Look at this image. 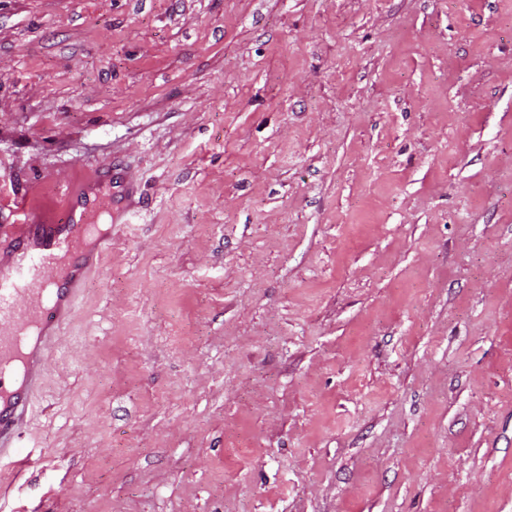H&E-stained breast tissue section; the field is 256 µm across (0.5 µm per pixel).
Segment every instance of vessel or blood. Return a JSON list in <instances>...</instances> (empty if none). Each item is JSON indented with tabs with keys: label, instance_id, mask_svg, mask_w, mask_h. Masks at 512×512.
<instances>
[{
	"label": "vessel or blood",
	"instance_id": "1",
	"mask_svg": "<svg viewBox=\"0 0 512 512\" xmlns=\"http://www.w3.org/2000/svg\"><path fill=\"white\" fill-rule=\"evenodd\" d=\"M65 224L32 216L0 226V466L23 467L22 438L51 349L74 312L79 285L108 244L99 200Z\"/></svg>",
	"mask_w": 512,
	"mask_h": 512
}]
</instances>
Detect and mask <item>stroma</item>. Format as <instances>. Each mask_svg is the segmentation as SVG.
<instances>
[{
  "instance_id": "1",
  "label": "stroma",
  "mask_w": 512,
  "mask_h": 512,
  "mask_svg": "<svg viewBox=\"0 0 512 512\" xmlns=\"http://www.w3.org/2000/svg\"><path fill=\"white\" fill-rule=\"evenodd\" d=\"M104 165L0 512H512V0H0V225Z\"/></svg>"
}]
</instances>
